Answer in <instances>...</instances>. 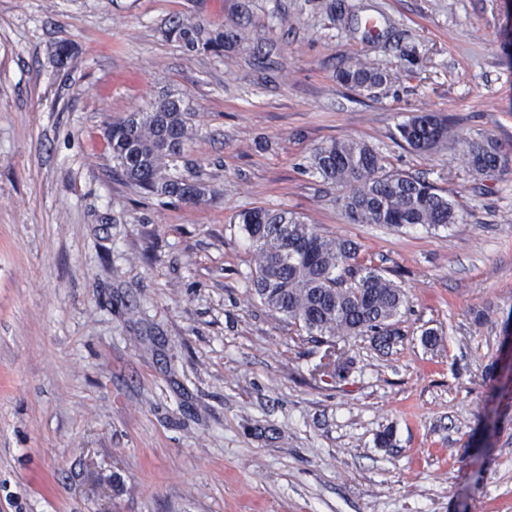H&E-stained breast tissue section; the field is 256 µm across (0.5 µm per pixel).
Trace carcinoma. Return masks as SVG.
I'll use <instances>...</instances> for the list:
<instances>
[{
	"instance_id": "1",
	"label": "carcinoma",
	"mask_w": 512,
	"mask_h": 512,
	"mask_svg": "<svg viewBox=\"0 0 512 512\" xmlns=\"http://www.w3.org/2000/svg\"><path fill=\"white\" fill-rule=\"evenodd\" d=\"M167 36L190 51L215 53L245 39L241 31L206 28L191 21L175 23ZM337 78L360 91L384 81L379 71L360 62L339 71ZM194 116L184 96L167 94L113 121L107 142L125 180L149 196L200 202L204 187L171 173L194 135ZM398 132L411 149L424 154L454 137L449 119L423 112L401 124ZM464 160L468 171L481 179L507 164L490 136L466 142ZM311 168L324 180L347 188L341 206L353 224L394 228L419 224L438 229L460 220L456 205L433 184L419 176L385 172L378 153L356 139L333 140L318 147L311 156ZM236 220L256 255L250 278L254 294L333 350V361L317 366L322 374L342 379L353 367L337 347L339 339L370 335L380 347L390 348L400 338L395 319L405 294L377 269L352 265L358 253L352 241L324 235L286 211L253 208L240 212Z\"/></svg>"
}]
</instances>
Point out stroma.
Masks as SVG:
<instances>
[{
  "label": "stroma",
  "instance_id": "1",
  "mask_svg": "<svg viewBox=\"0 0 512 512\" xmlns=\"http://www.w3.org/2000/svg\"><path fill=\"white\" fill-rule=\"evenodd\" d=\"M178 20L248 39L191 51ZM357 59L382 86L338 80ZM170 92L196 205L125 182L104 136ZM422 112L456 134L430 155L397 132ZM484 134L486 180L460 151ZM341 138L459 223H351L309 167ZM257 207L357 243L408 296L397 344L345 338L350 375L313 377L322 346L251 292ZM510 320L506 0H0V512H512ZM464 160L468 171L481 179L499 172L507 164L497 141L490 136L480 141H466Z\"/></svg>",
  "mask_w": 512,
  "mask_h": 512
}]
</instances>
